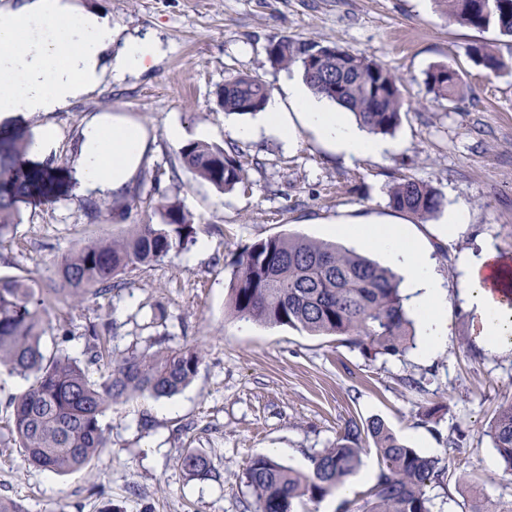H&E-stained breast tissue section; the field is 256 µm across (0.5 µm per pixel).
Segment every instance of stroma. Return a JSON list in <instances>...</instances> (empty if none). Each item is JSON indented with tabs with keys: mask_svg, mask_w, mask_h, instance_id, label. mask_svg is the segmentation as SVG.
<instances>
[{
	"mask_svg": "<svg viewBox=\"0 0 512 512\" xmlns=\"http://www.w3.org/2000/svg\"><path fill=\"white\" fill-rule=\"evenodd\" d=\"M77 9L110 16L125 36L155 35L166 52L146 72L100 86L64 110L13 120L12 133L34 140L52 126L57 146L27 158L54 179L51 198L19 202L20 222L0 241V276L36 280L51 301L42 345L85 360L91 325L113 321V359L156 337L171 347H198L202 362L178 394L136 396L113 405L103 422L109 443L89 465L68 475L32 467L10 444V397L26 383L0 369V497L27 512H257L243 472L271 456L304 472L309 455L335 447L347 421L382 418L407 445L448 467L426 493L432 512H469L473 500L512 512V474L487 434L500 406L512 403V346L492 352L476 341L478 323L461 292L462 256L493 248L512 263V72L476 65L470 45L487 42L512 54V39L448 18L437 0H72ZM313 38L391 67L413 104L386 142V155L347 161L301 132L289 143L261 126L260 114H224L216 92L228 74L256 76L280 91L290 73L267 59L270 39ZM444 64L463 80L460 96L435 99L426 71ZM118 115L147 133L135 183L124 194L87 193L73 166L88 124ZM256 126L237 139V127ZM184 141L235 146L246 182L219 191L183 167ZM439 190L448 207L466 205L468 223L394 211L388 190L399 177ZM179 204L194 240L164 262L117 278L110 292L79 303L56 301V263L76 244L126 236L144 221L160 223L159 202ZM402 224L424 242L446 292V343L430 357L414 334L405 356L364 355L335 337L238 319L228 312L227 285L238 255L254 242L299 234L336 240L331 225ZM166 320L151 321L155 305ZM195 449L215 476L193 475L179 457ZM466 483H458L459 474ZM355 491L303 501L296 512H362L374 482L354 475Z\"/></svg>",
	"mask_w": 512,
	"mask_h": 512,
	"instance_id": "1",
	"label": "stroma"
}]
</instances>
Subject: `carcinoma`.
Segmentation results:
<instances>
[{
	"mask_svg": "<svg viewBox=\"0 0 512 512\" xmlns=\"http://www.w3.org/2000/svg\"><path fill=\"white\" fill-rule=\"evenodd\" d=\"M448 16L481 31L494 29L512 38V0H440ZM275 69L300 68L305 82L321 95L354 114L369 133H393L409 105L400 78L386 64L341 47L327 57L324 73L305 71V56L325 45L314 39L286 36L269 43ZM478 65L500 73L512 64L486 43L469 47ZM425 84L437 99L449 100L462 85L460 74L446 65L426 72ZM270 86L258 77L230 74L217 91L226 114H254L264 109ZM26 145L0 141V241L14 231L19 217L16 200L49 191V173L24 169L19 158ZM186 169L217 189L231 193L246 174L236 149L207 141H191L180 150ZM392 209L428 219L446 206L431 185L401 178L388 190ZM162 221L134 225L122 238L85 242L56 265V299L79 302L99 295L120 274L164 261L192 242L194 228L175 204H160ZM50 302L35 281L22 276L0 277V367L30 384L8 403L11 432L30 464L57 474L88 465L108 445L102 423L115 403L134 396L155 399L178 394L196 376L202 357L192 346L133 350L118 362L105 348L111 324L88 329L85 362L62 350L42 347ZM228 311L239 319L286 325L314 335L336 337L338 343L372 357H400L408 349L412 320L404 307L400 278L366 256L334 244L297 234L260 240L244 251L228 282ZM106 362L108 370L93 377L91 367ZM504 470L512 473V403L500 408L488 431ZM373 443L382 464L364 512H431L429 484L441 480L447 467L406 445L376 417L350 420L334 448L309 454L307 472L286 467L272 457L250 460L243 476L255 496L258 512H296L303 499L321 500L336 491L362 465V443ZM192 474L212 472L210 460L190 450L180 457Z\"/></svg>",
	"mask_w": 512,
	"mask_h": 512,
	"instance_id": "obj_1",
	"label": "carcinoma"
}]
</instances>
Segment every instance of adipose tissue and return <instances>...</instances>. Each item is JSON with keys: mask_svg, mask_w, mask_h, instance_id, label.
<instances>
[{"mask_svg": "<svg viewBox=\"0 0 512 512\" xmlns=\"http://www.w3.org/2000/svg\"><path fill=\"white\" fill-rule=\"evenodd\" d=\"M163 51L161 42L149 35L120 38L110 17L76 9L71 0H25L17 9L0 11V133L10 134V119L66 108L104 79L124 82L147 70ZM264 119L271 133L288 141L296 140L301 129H309L349 161L392 149L390 143L348 122L342 111L331 108L302 80L289 81L283 93L269 97ZM84 137L75 165L79 182L92 192H120L143 159L142 129L116 118L89 124ZM334 230L385 252L422 318L423 353L440 346L448 334V317L424 245L397 224L371 225L356 232L338 224ZM494 257L489 248L465 256L461 270L479 318L480 341L497 347L512 341V304L496 295L512 283V274L494 264Z\"/></svg>", "mask_w": 512, "mask_h": 512, "instance_id": "ef3b65f1", "label": "adipose tissue"}]
</instances>
